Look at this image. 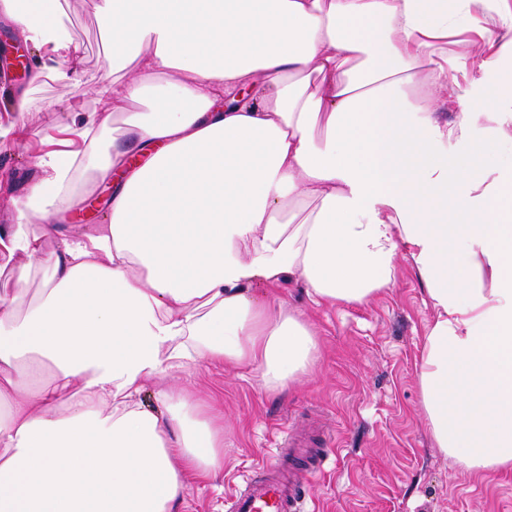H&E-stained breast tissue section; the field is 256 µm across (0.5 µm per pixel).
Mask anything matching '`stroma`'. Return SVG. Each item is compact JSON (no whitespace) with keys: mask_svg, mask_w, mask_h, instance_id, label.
<instances>
[{"mask_svg":"<svg viewBox=\"0 0 512 512\" xmlns=\"http://www.w3.org/2000/svg\"><path fill=\"white\" fill-rule=\"evenodd\" d=\"M68 12L83 50L76 72L21 84L0 69V119L9 120L19 102L28 108L24 140L0 143V225L14 223L34 157L55 149L75 106L93 108L92 90L105 74L107 44L91 0H68ZM273 295L315 325L317 362L278 392L221 364L171 377L224 414V469L190 480L176 512H228L229 496L279 452L289 421L311 414L327 422L335 441L315 456L317 475L305 488L310 512H512V470L466 474L432 446L416 366L432 310L408 263H399L394 288L365 306L314 304L295 278Z\"/></svg>","mask_w":512,"mask_h":512,"instance_id":"obj_1","label":"stroma"}]
</instances>
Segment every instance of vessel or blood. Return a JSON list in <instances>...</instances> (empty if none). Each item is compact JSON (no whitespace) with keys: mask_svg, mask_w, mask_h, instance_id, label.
I'll use <instances>...</instances> for the list:
<instances>
[{"mask_svg":"<svg viewBox=\"0 0 512 512\" xmlns=\"http://www.w3.org/2000/svg\"><path fill=\"white\" fill-rule=\"evenodd\" d=\"M322 435L323 427L314 419L292 426L285 440L287 456L264 464L263 479L233 496L231 512H298L312 473L294 466L293 461L312 455Z\"/></svg>","mask_w":512,"mask_h":512,"instance_id":"b4317fda","label":"vessel or blood"}]
</instances>
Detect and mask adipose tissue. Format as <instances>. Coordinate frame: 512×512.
<instances>
[{"label":"adipose tissue","instance_id":"ef3b65f1","mask_svg":"<svg viewBox=\"0 0 512 512\" xmlns=\"http://www.w3.org/2000/svg\"><path fill=\"white\" fill-rule=\"evenodd\" d=\"M469 6L94 0L113 78L77 112L82 148L36 157L0 226V512H174L223 468L224 416L177 388L146 409L145 382L205 362L288 388L319 340L261 286L360 306L402 260L434 312L418 383L435 447L512 469V164L493 162L512 66L492 36L512 0ZM0 14L38 52L33 81L81 64L60 0ZM469 62L494 81L449 100ZM114 172L107 223L45 249L57 203Z\"/></svg>","mask_w":512,"mask_h":512}]
</instances>
